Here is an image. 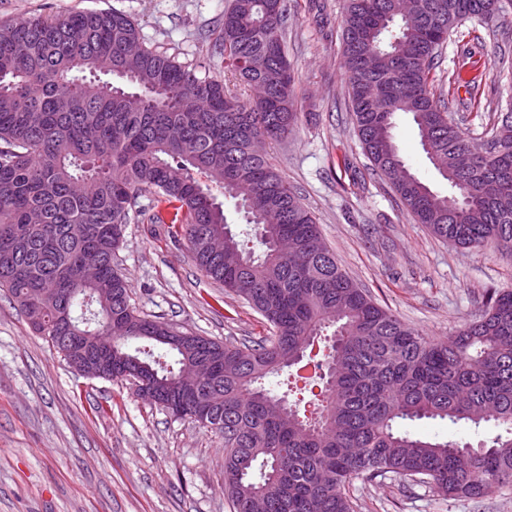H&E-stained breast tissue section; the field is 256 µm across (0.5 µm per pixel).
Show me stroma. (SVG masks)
<instances>
[{"label":"stroma","mask_w":512,"mask_h":512,"mask_svg":"<svg viewBox=\"0 0 512 512\" xmlns=\"http://www.w3.org/2000/svg\"><path fill=\"white\" fill-rule=\"evenodd\" d=\"M226 0H0V24L72 10L126 12L147 46L222 76L217 50ZM285 31L303 117L269 145L270 160L316 216L341 268L381 306L441 339L475 317L485 289H512V252L465 251L415 223L371 170L344 104L343 0H288ZM461 132L481 142L512 107V40L465 22L434 72ZM406 165L439 194L414 126L398 117ZM139 313L220 341L270 333L265 319L196 266L180 227L143 220L118 251ZM410 432L480 446L496 429L408 421ZM356 512H512V486L479 499L446 498L423 484L355 481ZM0 512H233L224 492V440L169 415L131 382L87 378L40 337L0 290Z\"/></svg>","instance_id":"obj_1"}]
</instances>
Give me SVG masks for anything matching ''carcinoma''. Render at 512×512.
Instances as JSON below:
<instances>
[{
  "mask_svg": "<svg viewBox=\"0 0 512 512\" xmlns=\"http://www.w3.org/2000/svg\"><path fill=\"white\" fill-rule=\"evenodd\" d=\"M228 0L224 77L200 75L147 46L122 11L34 15L0 25V288L56 352L112 353V377L139 369L141 391L206 403L224 438L234 512H355L357 480H423L448 497L512 482V289H488L478 318L432 340L377 304L338 266L313 213L253 141L278 142L300 120L282 37L287 0ZM512 0H345L341 54L350 111L376 174L408 214L457 247L512 249V110L491 150L468 166V139L433 90L449 36L494 23ZM404 115L441 196L395 144ZM236 200L259 230L256 253L232 233ZM172 207L200 270L272 327L256 341L162 340L169 324L130 304L117 252L142 193ZM119 326L110 341L105 312ZM315 360L281 394L272 376ZM449 420L501 431L476 449L427 439L405 421Z\"/></svg>",
  "mask_w": 512,
  "mask_h": 512,
  "instance_id": "carcinoma-1",
  "label": "carcinoma"
}]
</instances>
